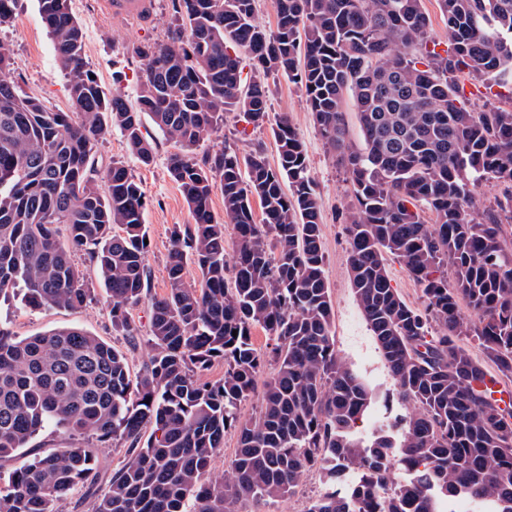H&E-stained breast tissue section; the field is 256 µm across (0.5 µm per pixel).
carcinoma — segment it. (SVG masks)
Segmentation results:
<instances>
[{"instance_id": "carcinoma-1", "label": "carcinoma", "mask_w": 512, "mask_h": 512, "mask_svg": "<svg viewBox=\"0 0 512 512\" xmlns=\"http://www.w3.org/2000/svg\"><path fill=\"white\" fill-rule=\"evenodd\" d=\"M438 2L443 43L429 36L421 0H276L273 31L255 21V0H177L168 41L136 47L146 64L132 106L91 78L69 0H38L71 112L20 90L0 43V295L19 287L31 306H88L73 259L83 251L112 297L113 329L135 335L128 310L147 294L146 200L124 161L95 167L112 127L144 166L154 160L145 121L178 145L167 169L193 218L171 231L169 291L152 300L153 354L137 380L122 353L81 328L25 338L0 328V459L48 424L128 443L104 487L89 448L33 457L0 483V512H56L80 485L95 488L94 512H188L190 501L193 512H237L241 500L291 495L312 469L326 489L307 512H443L458 499L512 512V409L480 387L512 374V108L470 109L461 80L512 93V0ZM239 50L255 63L247 84ZM279 74L304 90L350 184L351 287L404 408L368 434L360 424L376 395L336 352L319 197L288 116L272 127L274 165L260 147L195 155L226 112L263 126L268 78ZM481 180L503 188L480 212L471 186ZM226 224L236 230L231 263ZM390 255L420 285L425 311L392 286ZM258 327L264 353L252 341ZM217 360L224 378L201 380ZM270 360L259 414L242 422L239 406ZM230 427L238 448L214 479ZM386 480L395 490L382 501Z\"/></svg>"}]
</instances>
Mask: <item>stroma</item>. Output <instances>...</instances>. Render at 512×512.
Segmentation results:
<instances>
[{"label": "stroma", "instance_id": "stroma-1", "mask_svg": "<svg viewBox=\"0 0 512 512\" xmlns=\"http://www.w3.org/2000/svg\"><path fill=\"white\" fill-rule=\"evenodd\" d=\"M154 16L150 23L133 21L105 22L96 16V0H70V8L83 25L84 58L99 78L106 93H121L135 101L145 60L136 54V46L165 41L173 19V0H154ZM0 41L13 50L11 77L20 89L42 100L56 111L67 112L71 101L67 81L56 57L38 10L37 0H19L12 18L0 24ZM272 115L287 114L308 157V175L313 181L323 215L322 246L325 272L334 310L336 351L339 357L362 373L375 386L379 398L392 411L400 406L393 398L394 383L381 358L378 346L367 327L350 282L349 242L345 232V215L350 208V191L343 167L335 152L321 138L299 85L287 77L270 79ZM148 137L155 149L150 166L140 165L131 155L118 130L112 129L99 143L95 161L98 169H106L113 160L125 161L142 185L146 196L144 222L150 246L145 264L150 273L151 297L166 295L169 284L165 270L166 257L174 225L191 223L189 207L177 185L171 180L167 158L174 146L155 127H148ZM231 146L245 154L263 147L269 161H276L277 149L270 126L253 127L240 121L236 113L224 116L220 132L198 147V154L212 153ZM74 262L88 287L94 290L93 302L82 309L35 308L26 304L20 294L0 297V326L18 337L34 336L55 328L79 327L98 336L123 353L132 375H139L153 350L146 342L150 320L149 300L129 311V320L137 328L134 336L113 331L110 308L112 298L100 280L96 267L86 254L78 252ZM79 445L92 449L98 458L101 483H108L124 461L126 445L121 441L99 442L94 436H68L55 426H47L28 443V454ZM324 490L319 472L308 471L295 492L286 498L260 502L245 501L238 512H307L311 501Z\"/></svg>", "mask_w": 512, "mask_h": 512}]
</instances>
